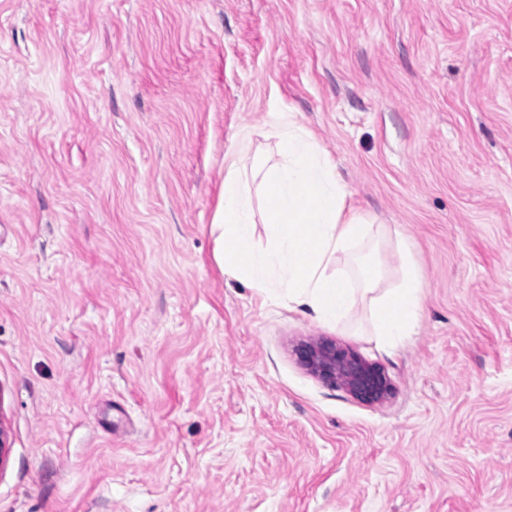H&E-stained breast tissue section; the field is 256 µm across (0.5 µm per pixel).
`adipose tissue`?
<instances>
[{"mask_svg": "<svg viewBox=\"0 0 512 512\" xmlns=\"http://www.w3.org/2000/svg\"><path fill=\"white\" fill-rule=\"evenodd\" d=\"M278 158L245 165L231 158L213 227L217 260L225 273L269 295L287 293L323 324L342 325L365 307L378 344L393 350L418 323L422 274L398 242L400 275L384 287L387 267L379 254L383 225L354 207L334 160L296 121L276 125ZM259 180L258 196L246 188ZM264 222L266 241H255Z\"/></svg>", "mask_w": 512, "mask_h": 512, "instance_id": "1", "label": "adipose tissue"}]
</instances>
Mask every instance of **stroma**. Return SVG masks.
I'll return each mask as SVG.
<instances>
[{
  "instance_id": "35a3bbf8",
  "label": "stroma",
  "mask_w": 512,
  "mask_h": 512,
  "mask_svg": "<svg viewBox=\"0 0 512 512\" xmlns=\"http://www.w3.org/2000/svg\"><path fill=\"white\" fill-rule=\"evenodd\" d=\"M290 117L424 275L393 352L215 260ZM0 440V512H512V0H0ZM299 356L314 376L344 389L361 402L380 403L393 392L391 379L381 365L367 362L332 340L321 339L302 345Z\"/></svg>"
}]
</instances>
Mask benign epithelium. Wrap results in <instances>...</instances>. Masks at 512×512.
Returning <instances> with one entry per match:
<instances>
[{"mask_svg": "<svg viewBox=\"0 0 512 512\" xmlns=\"http://www.w3.org/2000/svg\"><path fill=\"white\" fill-rule=\"evenodd\" d=\"M307 369L324 383L344 389L353 398L368 404L385 401L393 384L385 369L370 363L351 349L321 339L299 349Z\"/></svg>", "mask_w": 512, "mask_h": 512, "instance_id": "benign-epithelium-1", "label": "benign epithelium"}]
</instances>
